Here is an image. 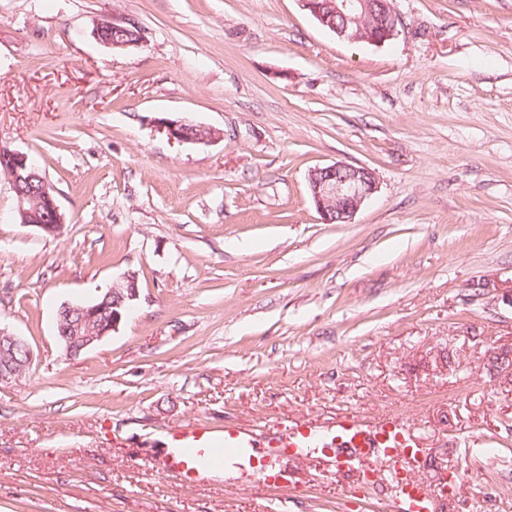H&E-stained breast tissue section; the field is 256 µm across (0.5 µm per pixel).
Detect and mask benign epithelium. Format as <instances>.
<instances>
[{
  "label": "benign epithelium",
  "mask_w": 512,
  "mask_h": 512,
  "mask_svg": "<svg viewBox=\"0 0 512 512\" xmlns=\"http://www.w3.org/2000/svg\"><path fill=\"white\" fill-rule=\"evenodd\" d=\"M302 8L308 11L319 24L330 28L341 40L383 44L399 35L400 20L393 7L392 0H298ZM133 25L131 21H118L114 18L98 20L92 30V36L113 50H125L138 45L141 35L133 34L126 41H112L103 38L107 30H127ZM192 125L187 120L166 121L164 129L169 138L181 143L207 144L220 137V133L210 130L206 136L192 137L186 134V128ZM0 161L6 164L9 182L13 192L20 199L32 198L36 203L47 206L52 215V223H44L29 210H20L22 223L35 226L44 233L54 235L64 223L56 198L50 193L51 185L47 180L34 184L37 175L28 171L29 157L6 145L0 144ZM308 185L316 210L325 224H348L361 205L370 198L378 188L376 174L373 170L354 166L345 162L316 167L308 173ZM122 279L129 282L126 291L112 296V312L104 308L85 303L65 304L62 312L71 317L76 316V324L60 323L57 334L66 355L76 357L83 351L100 342L105 336L115 331L127 314L140 291L138 282L127 273ZM97 324L93 334H81L83 324ZM16 350L22 352V362L4 363L0 366V384L9 383L19 378L21 370L29 367L32 351L21 337L0 327V354H10Z\"/></svg>",
  "instance_id": "7a95c632"
}]
</instances>
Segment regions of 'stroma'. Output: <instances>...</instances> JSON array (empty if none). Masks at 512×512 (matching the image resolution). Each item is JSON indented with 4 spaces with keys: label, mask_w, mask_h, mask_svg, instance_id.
I'll use <instances>...</instances> for the list:
<instances>
[{
    "label": "stroma",
    "mask_w": 512,
    "mask_h": 512,
    "mask_svg": "<svg viewBox=\"0 0 512 512\" xmlns=\"http://www.w3.org/2000/svg\"><path fill=\"white\" fill-rule=\"evenodd\" d=\"M399 35L336 38L298 0H0V143L52 185L59 234L0 175V326L33 361L0 385V512H382L318 452L183 486L171 427L402 417L440 512H512V0H394ZM106 16L140 28L115 51ZM220 131L169 139L163 120ZM378 189L322 223L307 176ZM136 272L75 357L70 302ZM130 26H135V23L131 22V21H117L114 18L111 19V18L105 17V18L98 20V22L94 26L91 34L95 39L99 40L101 43H103L108 48H111L112 50H125L130 47L137 46L141 39V33L140 34L133 33V35L131 36V38L129 40L121 41V40H125V39L129 38V34L131 32H129V31L126 32V31H122V30H129ZM112 30H119V31H112ZM103 34H104L105 38L112 39V40L115 39L116 41L107 40V39L103 38L102 37ZM120 279L129 282V288H125L126 292L118 295L112 294V312L106 311L104 308L85 303L64 304L61 309L62 318L69 315V321L73 316L79 318L77 324L69 325L63 321L60 322V332L56 334L59 342L62 344L67 356L75 357L83 351L100 342L105 336L115 331L123 317L127 314L134 302L138 299L140 291L138 282L133 279L131 274H124ZM108 313V315H107ZM97 321V329L93 334H81L83 324L92 325Z\"/></svg>",
    "instance_id": "35a3bbf8"
}]
</instances>
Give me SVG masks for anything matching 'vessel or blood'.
Wrapping results in <instances>:
<instances>
[{
  "instance_id": "b4317fda",
  "label": "vessel or blood",
  "mask_w": 512,
  "mask_h": 512,
  "mask_svg": "<svg viewBox=\"0 0 512 512\" xmlns=\"http://www.w3.org/2000/svg\"><path fill=\"white\" fill-rule=\"evenodd\" d=\"M170 437L172 451L158 468L178 473L189 482L207 472L251 466L260 444L272 453L317 448L336 466L359 470L370 480L376 479L379 466H387L391 484L387 512H434L433 490L414 472L423 453L421 444L415 431L399 417L370 421L349 412L326 426L295 420L280 435L263 441L256 428L238 424L219 431L188 424L173 428Z\"/></svg>"
}]
</instances>
